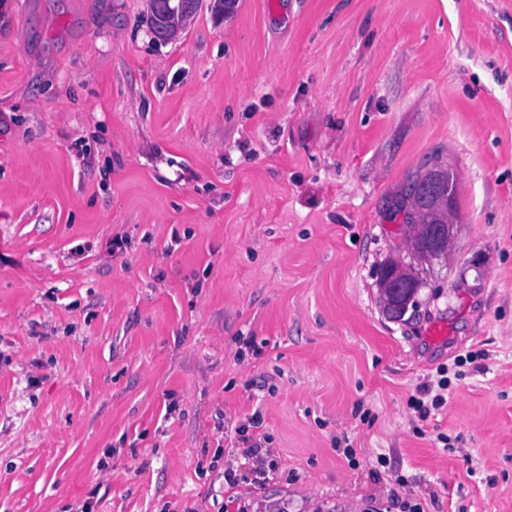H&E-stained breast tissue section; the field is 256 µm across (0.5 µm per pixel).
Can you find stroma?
Wrapping results in <instances>:
<instances>
[{"label": "stroma", "mask_w": 512, "mask_h": 512, "mask_svg": "<svg viewBox=\"0 0 512 512\" xmlns=\"http://www.w3.org/2000/svg\"><path fill=\"white\" fill-rule=\"evenodd\" d=\"M150 15L0 0V512H224L219 407L278 454L255 512H512V0ZM439 166L453 250L394 321ZM441 187V200L417 201L412 194L398 206V212L413 215L410 228V245L406 257L390 260L381 272L378 287L381 293L383 310L391 319L399 320L408 311L409 305L424 281L418 266L431 265L434 261L447 262L455 239L454 226L451 221L434 224L436 220L448 219V209L452 203L449 217L455 211V176L448 169L436 174ZM442 203L448 207L443 210ZM453 220V219H452ZM409 258L407 262L405 259Z\"/></svg>", "instance_id": "stroma-1"}]
</instances>
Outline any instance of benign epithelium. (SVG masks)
Instances as JSON below:
<instances>
[{
  "instance_id": "7a95c632",
  "label": "benign epithelium",
  "mask_w": 512,
  "mask_h": 512,
  "mask_svg": "<svg viewBox=\"0 0 512 512\" xmlns=\"http://www.w3.org/2000/svg\"><path fill=\"white\" fill-rule=\"evenodd\" d=\"M407 256L389 261L381 272L378 287L383 310L397 320L403 317L424 281L419 266L446 262L451 254L454 224H415L410 228Z\"/></svg>"
}]
</instances>
